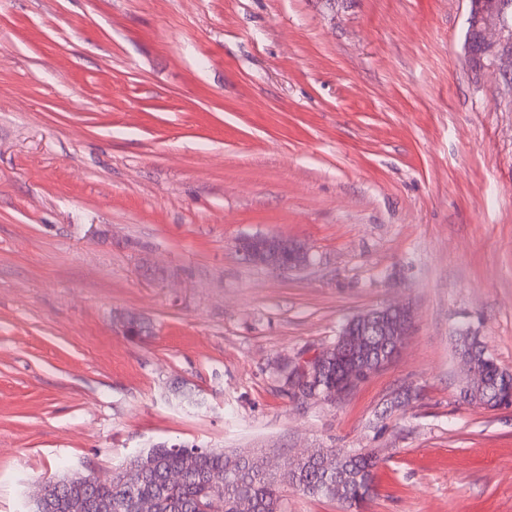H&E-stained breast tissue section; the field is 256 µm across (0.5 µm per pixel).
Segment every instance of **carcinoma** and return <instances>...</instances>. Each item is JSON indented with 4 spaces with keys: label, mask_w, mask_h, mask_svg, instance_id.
<instances>
[{
    "label": "carcinoma",
    "mask_w": 512,
    "mask_h": 512,
    "mask_svg": "<svg viewBox=\"0 0 512 512\" xmlns=\"http://www.w3.org/2000/svg\"><path fill=\"white\" fill-rule=\"evenodd\" d=\"M459 347L469 354L474 369L471 383L463 387V398L496 407L493 400L506 397L505 375L475 334L459 337ZM321 377L322 390L336 392V353L326 360ZM377 463V455L368 449L318 448L273 474L257 456L161 444L121 465L108 482L87 486L73 473L47 482L58 487L66 504L79 497L92 503L81 512H139L142 502L151 503L153 512H203L216 500L220 512H283V485L313 498L338 500L351 510L372 497Z\"/></svg>",
    "instance_id": "1"
}]
</instances>
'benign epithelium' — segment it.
Segmentation results:
<instances>
[{"mask_svg":"<svg viewBox=\"0 0 512 512\" xmlns=\"http://www.w3.org/2000/svg\"><path fill=\"white\" fill-rule=\"evenodd\" d=\"M512 14V0H470L471 24L469 42L486 51L493 49V27L507 22ZM239 248L254 262L282 271L304 265L305 248L293 241L256 235L239 242ZM412 313L407 307H382L361 313L350 319L341 329L336 341V355H345L353 363L345 371L336 397L357 386L389 363L399 352L400 337L409 334ZM328 352L323 351L310 359L295 363L288 374L292 392L303 398L320 395L319 371Z\"/></svg>","mask_w":512,"mask_h":512,"instance_id":"1","label":"benign epithelium"}]
</instances>
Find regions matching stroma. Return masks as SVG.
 <instances>
[{
    "label": "stroma",
    "instance_id": "stroma-1",
    "mask_svg": "<svg viewBox=\"0 0 512 512\" xmlns=\"http://www.w3.org/2000/svg\"><path fill=\"white\" fill-rule=\"evenodd\" d=\"M469 13L0 0V512L160 442L366 448L361 512H512V408L460 396L462 328L512 372V40L474 64ZM259 234L307 263L252 262ZM390 305L394 361L293 396L290 364ZM239 248L254 262L282 271H290L304 265L305 248L293 241L276 236L256 235L242 239Z\"/></svg>",
    "mask_w": 512,
    "mask_h": 512
}]
</instances>
